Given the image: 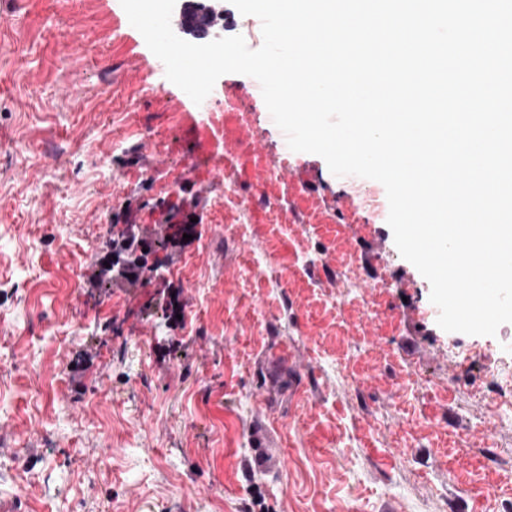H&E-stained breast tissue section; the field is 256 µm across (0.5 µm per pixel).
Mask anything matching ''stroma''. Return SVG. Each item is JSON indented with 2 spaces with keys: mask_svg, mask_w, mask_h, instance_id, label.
I'll list each match as a JSON object with an SVG mask.
<instances>
[{
  "mask_svg": "<svg viewBox=\"0 0 512 512\" xmlns=\"http://www.w3.org/2000/svg\"><path fill=\"white\" fill-rule=\"evenodd\" d=\"M254 84L218 79L254 114L218 133L223 102L201 122L120 0H0V316L19 324L0 340V505L505 512L512 420L485 353L512 323L441 329L386 215L321 156L268 179L282 132ZM243 148L248 186H292L289 224L225 219L216 168ZM111 253L138 279L100 276Z\"/></svg>",
  "mask_w": 512,
  "mask_h": 512,
  "instance_id": "obj_1",
  "label": "stroma"
}]
</instances>
